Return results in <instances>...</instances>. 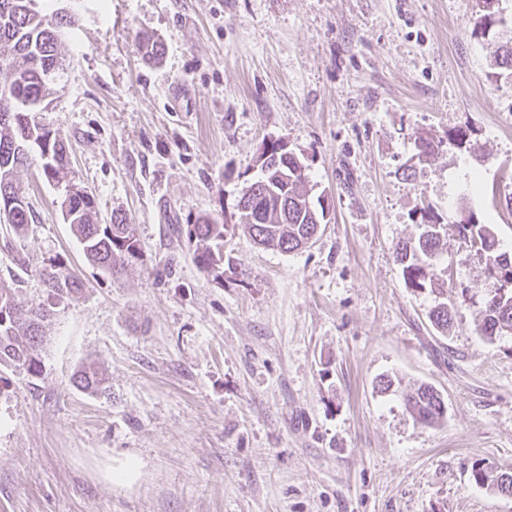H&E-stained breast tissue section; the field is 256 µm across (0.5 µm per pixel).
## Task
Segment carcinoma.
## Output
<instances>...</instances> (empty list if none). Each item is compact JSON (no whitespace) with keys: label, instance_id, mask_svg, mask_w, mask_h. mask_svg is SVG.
I'll use <instances>...</instances> for the list:
<instances>
[{"label":"carcinoma","instance_id":"1","mask_svg":"<svg viewBox=\"0 0 512 512\" xmlns=\"http://www.w3.org/2000/svg\"><path fill=\"white\" fill-rule=\"evenodd\" d=\"M51 0H0V59L8 58L13 70H0V83L8 84L7 97L0 96V218L10 224L16 235L25 233L32 223L31 203L4 209L5 199L21 194L15 181L18 169L40 163L44 176L58 184L70 186L67 149L64 136L46 124L40 113L46 111L53 85L64 75L59 47L63 29L75 22L73 16L58 17L49 8ZM500 18L497 8L483 0V14L474 23V31L483 36L496 35ZM138 50L148 64L159 62L165 45L152 34L144 33ZM494 67L512 72V36L501 45ZM448 140L478 156L482 147L470 139L465 130L448 134ZM418 158L435 153L439 144L427 134L416 138ZM305 165L293 160H270L260 168L261 175L250 184L252 194L243 203L249 215L257 218L244 224L254 242L266 249L291 253L306 247L321 229L325 207L322 200L312 202L307 190ZM64 220L71 224L88 262L105 275L116 277L140 258L134 227L127 216L114 212L109 223L96 219L97 203L89 192L66 195ZM436 222L428 218V227L418 240L404 242L396 248L405 284L415 290H436L437 282L431 259L439 245ZM224 230L226 225L209 216L199 217L187 225L188 241L196 243L194 260L208 276L224 282ZM458 235L485 261L487 283L481 286L482 320L480 335L492 342L512 335V251L504 249L491 224L468 214L455 225ZM49 295L55 299L72 297L82 290L83 282L73 274L52 264L41 271ZM50 310L43 304L25 306L17 288L0 283V367H15L33 376L42 372L39 351L44 342L43 325ZM434 326L448 331L453 321L448 303L439 302L430 312ZM76 387L96 393L105 389L106 376L95 363L82 367L74 378ZM405 409L419 423L434 426L444 421L447 406L433 387L421 385L404 397ZM471 475L475 483L490 490L503 486L512 491V471H495L474 464Z\"/></svg>","mask_w":512,"mask_h":512}]
</instances>
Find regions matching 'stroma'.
<instances>
[{
  "label": "stroma",
  "instance_id": "stroma-1",
  "mask_svg": "<svg viewBox=\"0 0 512 512\" xmlns=\"http://www.w3.org/2000/svg\"><path fill=\"white\" fill-rule=\"evenodd\" d=\"M482 0H80L69 67L43 118L69 145L99 219L125 213L140 258L108 278L39 165L16 179L36 211L0 223V283L28 302L53 263L84 283L53 304L38 376L0 369V512H512L471 467L512 471V336L478 333L486 280L456 234L474 213L512 246V77L474 32ZM166 47L145 64L138 36ZM467 130L474 156L446 139ZM442 145L417 160L415 138ZM287 140L330 219L309 247L259 248L237 202L269 140ZM454 324L408 288L398 242L425 209ZM227 217L216 283L183 232ZM107 375L88 394L87 363ZM426 383V427L400 395ZM132 479L116 481L127 461ZM74 383L78 389L84 392L96 393L106 388V376L100 366L90 363L78 371ZM405 409L420 424L434 426L444 421L447 406L432 386L420 385L404 397Z\"/></svg>",
  "mask_w": 512,
  "mask_h": 512
}]
</instances>
